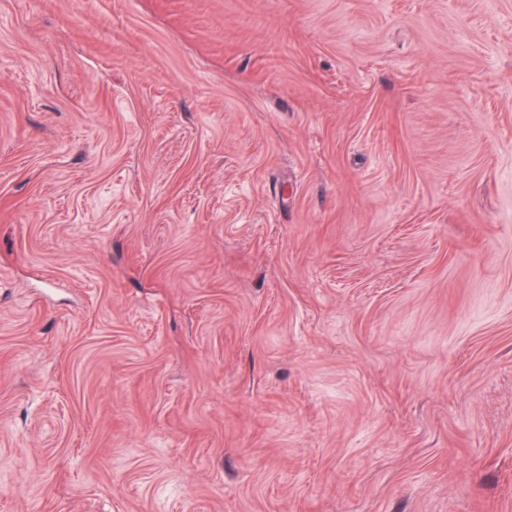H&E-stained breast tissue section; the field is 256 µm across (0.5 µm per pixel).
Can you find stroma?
Listing matches in <instances>:
<instances>
[{"instance_id": "obj_1", "label": "stroma", "mask_w": 512, "mask_h": 512, "mask_svg": "<svg viewBox=\"0 0 512 512\" xmlns=\"http://www.w3.org/2000/svg\"><path fill=\"white\" fill-rule=\"evenodd\" d=\"M0 512H512V0H0Z\"/></svg>"}]
</instances>
